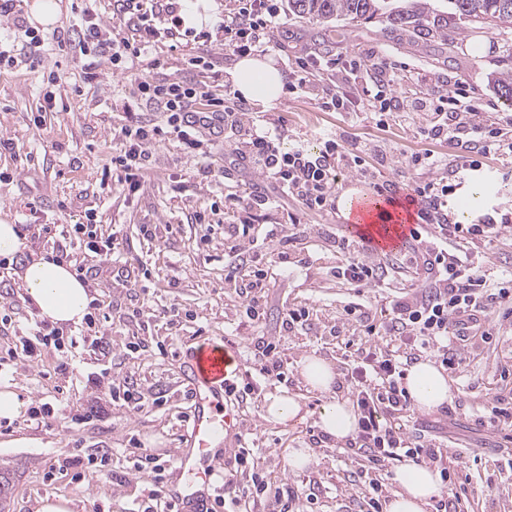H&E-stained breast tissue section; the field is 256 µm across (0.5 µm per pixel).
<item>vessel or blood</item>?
Segmentation results:
<instances>
[{
  "instance_id": "b4317fda",
  "label": "vessel or blood",
  "mask_w": 512,
  "mask_h": 512,
  "mask_svg": "<svg viewBox=\"0 0 512 512\" xmlns=\"http://www.w3.org/2000/svg\"><path fill=\"white\" fill-rule=\"evenodd\" d=\"M343 205L350 214L345 234L365 239L371 256L403 247L418 228L413 206L369 188L345 198ZM239 358L235 345L215 336L203 337L183 355L193 413L186 449L177 459L181 479L166 485L178 512H204L212 504L213 478L240 446L239 411L226 394L227 384L239 375Z\"/></svg>"
}]
</instances>
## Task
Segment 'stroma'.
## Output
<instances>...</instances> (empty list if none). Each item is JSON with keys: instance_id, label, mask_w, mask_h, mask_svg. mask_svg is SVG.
<instances>
[{"instance_id": "1", "label": "stroma", "mask_w": 512, "mask_h": 512, "mask_svg": "<svg viewBox=\"0 0 512 512\" xmlns=\"http://www.w3.org/2000/svg\"><path fill=\"white\" fill-rule=\"evenodd\" d=\"M58 2L57 23L35 29L43 43L53 42L60 31L77 29L88 18L103 26L113 23L112 0ZM427 4L432 20L447 22L452 31L465 27V38L443 42L385 22L319 24L285 15L274 28L264 55L287 73L298 51L328 53L343 66L362 55L378 53L393 66L414 68L429 93L438 92L443 81L451 78L465 82L482 105L483 120L496 123L503 132L512 131V110L503 107L488 79L512 44V34L478 24L462 25L448 0H427ZM229 6V0H185L189 34L171 36L162 31L137 59L136 70L198 84L212 97L223 98L225 77L236 61L219 48L223 34L218 26ZM197 56L211 58L213 69L191 67V59ZM86 62L74 42L53 51L33 68L0 65V138L14 144L12 150L0 153V172L8 175L0 181V217L21 228L25 248L15 256L20 269L52 251L51 241L40 232L41 225L76 224L92 211L104 231L123 234L124 260L98 265L83 248L75 249L73 258L96 267L97 284L91 293L106 305L101 326L113 338L115 375H133L142 393H163L167 402L145 406L132 415L113 405L108 395L87 382L99 365L96 354L86 347L75 351L73 383L62 396L57 393L61 380L54 372L56 356L7 360L0 367V378L12 381L31 405L50 404L55 415L49 426L0 420V470L12 476L10 512H36L39 500L47 496L72 500L73 512H141L148 486L132 474L123 449L135 439L142 447L159 449L163 460L174 461L188 430L181 414L190 405L176 351L193 343L200 332L238 345L242 378L254 385L258 398L241 410L243 430L256 438L260 446L257 462L271 480L295 488L294 512H357L374 482L381 483L386 494H393V466L373 467L352 454L344 442L327 438L319 445L311 443L309 430L317 425L324 397L306 388L296 364L307 354L331 361L336 372L335 394L351 398L345 377L360 362L358 345L365 342L382 352L395 351L398 346L387 336H367V325L388 318L393 296L419 289L420 277L400 263L392 287L347 284L338 276L341 255L335 244L342 214L333 209L305 212L294 197L281 196L271 207L254 211L253 224L286 225L297 214L305 231L286 248L288 271L275 276L262 323L249 324L239 308L240 285L253 267L268 266L280 247L267 242L236 280H225L224 227L238 223L239 215L225 208L224 196L266 193L270 184L236 160L237 140L222 138L194 157L184 155L173 139L153 146L150 175L137 191L102 183L104 169L120 147V130L129 122L125 111L114 106L113 96L132 94L135 86L127 73L107 62L100 64L95 81H87ZM48 90L56 95L57 109L38 114ZM249 123L260 133L281 131L279 147L284 151L301 141L312 152H319V135L325 131L349 142L372 140L388 155L385 166L374 173L379 183L404 182L406 176L398 162L401 153L425 149L407 128L393 124L381 130L373 120L354 123L347 114L321 109L312 92L286 94L283 103L272 109L250 106ZM478 162L480 171L454 186L448 197L449 210L467 212L473 224L512 215V154H486ZM486 179L493 184V192L477 207H470L474 183ZM198 211L209 217V224L194 223ZM144 225L151 228V236L141 233ZM460 247L482 266L490 282L512 274V234L500 233L490 243H448L449 251ZM146 288L153 291V300H144ZM350 306L360 308L361 321L344 322V310ZM0 308L12 319L0 329V350H6L28 336L39 319L35 307L24 299L21 276L0 285ZM290 308L305 309L309 316L283 337L281 320ZM491 319L495 327L491 341L448 374L453 399L429 413L414 408L408 413L412 435L448 446L444 464L451 478L447 491L452 494L459 486L467 487L464 512H512V426L491 421L495 399L512 398V317L495 313ZM134 333L143 336L148 349L130 355L123 339ZM263 334L281 338L287 383L264 378L250 356L252 340ZM159 343L171 344L173 354H154ZM282 389L298 396L308 409L305 419L289 427L267 423L261 417L263 400ZM90 406L102 407L103 415L72 422L75 410ZM77 445L89 453L113 449L112 478L100 484L88 479L76 482L67 476L45 481L49 459L68 455ZM288 448L311 449L312 467L298 473L285 469L283 453Z\"/></svg>"}]
</instances>
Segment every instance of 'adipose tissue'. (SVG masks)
<instances>
[{
	"instance_id": "adipose-tissue-1",
	"label": "adipose tissue",
	"mask_w": 512,
	"mask_h": 512,
	"mask_svg": "<svg viewBox=\"0 0 512 512\" xmlns=\"http://www.w3.org/2000/svg\"><path fill=\"white\" fill-rule=\"evenodd\" d=\"M234 90L246 99L269 108L283 94L286 75L270 62L245 57L236 62L229 73ZM24 292L39 316L57 325L81 323L89 312L91 296L71 266L57 262L45 254L32 260L22 274ZM415 406L429 412L451 398L447 376L432 362L412 365L404 380ZM319 426L330 437L343 441L358 428V416L347 401L334 399L325 403L319 413ZM396 490L386 512H428L443 485L438 470L405 462L393 476Z\"/></svg>"
}]
</instances>
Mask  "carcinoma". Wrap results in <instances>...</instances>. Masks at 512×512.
Wrapping results in <instances>:
<instances>
[{"label": "carcinoma", "instance_id": "cac0c4a2", "mask_svg": "<svg viewBox=\"0 0 512 512\" xmlns=\"http://www.w3.org/2000/svg\"><path fill=\"white\" fill-rule=\"evenodd\" d=\"M389 0H288L291 14L300 19L327 23L383 18L390 25L418 32L431 31L429 8L423 0H401L402 5L387 8ZM454 14L469 22L499 32H512V0H449ZM500 98L512 106V64L491 73Z\"/></svg>", "mask_w": 512, "mask_h": 512}]
</instances>
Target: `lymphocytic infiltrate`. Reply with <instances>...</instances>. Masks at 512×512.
<instances>
[{
	"label": "lymphocytic infiltrate",
	"mask_w": 512,
	"mask_h": 512,
	"mask_svg": "<svg viewBox=\"0 0 512 512\" xmlns=\"http://www.w3.org/2000/svg\"><path fill=\"white\" fill-rule=\"evenodd\" d=\"M233 2V8L225 12L219 25L224 34L225 51L238 54L267 47L269 33L282 14L283 0ZM113 10L124 26L137 32V45H130L117 29L90 21L79 32L66 31L57 37L58 46L76 41L83 51L89 52L91 60L84 71L87 80L98 77L96 58H108L113 66L122 69L128 60L140 57L155 42L160 31L148 20V12L159 13L174 31L184 23L181 0H113ZM336 65V60L324 57H299L294 61L299 87L326 78L327 83L319 95L324 109L352 116L371 112L382 126L391 121L409 124L414 127L417 138L428 143L466 140L484 154L512 152V142L504 141L502 132L475 122L480 105L464 82L450 84L448 89L434 96L421 89L411 69L391 68L386 61L372 55L355 64L362 75L361 92L355 97L348 89L349 78L329 79L328 74L335 71ZM135 83L141 103L152 111L165 113L166 125L152 127L135 120L122 127L123 146L113 154L112 166L105 174L131 190L139 189L148 173L150 145L172 136L179 141L184 153L192 155L202 150L206 132L197 126L194 112L197 104L209 96L205 87L166 77L142 75L136 77ZM245 137L240 159L279 183L285 193L295 197L307 210L332 205L335 168L363 166L365 156L373 152L368 143L346 144L335 139L325 140L316 154L304 143L283 151L270 135L256 133ZM400 163L404 173L416 177L411 190L421 205L420 220L437 229L439 237L430 240L424 233H416L408 251L411 265L423 273L424 288L395 298L391 317L367 328L371 336L398 338L411 346V353L398 360L366 352L361 366L352 374L351 387L358 410V435L353 450L363 454L369 463L381 467L395 460L438 464L443 459L440 446L420 443L387 422V414H403L410 408V397L400 385L404 362L413 361L415 353L434 350L448 341L453 350L441 354L440 359L448 369H456L466 360L476 340H489L487 315L490 309L512 313V279L501 282L496 292H489L485 275L469 266L466 256L448 250L452 239L493 241L497 236L496 225L449 222L451 186L446 177L440 176L444 162L433 151L402 155ZM224 203L243 215L240 223L224 227V272L226 279L232 280L245 262L244 246L258 244L248 215L252 210L266 207L269 199L228 194ZM61 234L84 243L102 263L111 262L113 254L119 253L122 247L117 234H103L90 213L82 223L63 226ZM336 247L344 257L340 274L348 284L361 287L389 279L394 268L390 258L383 256L377 261H368L363 246L350 244L346 239L338 240ZM76 343L75 336L66 335L62 329L43 321L36 323L31 336L21 341L19 352L30 358L38 357L51 350L61 352L75 347ZM132 454L135 468L152 478L149 504L143 512H177L175 504L163 493L166 462L140 447L133 448ZM291 496L290 487L268 482L264 472L255 465L251 449L244 448L232 462L231 477L225 481L209 512H264L271 506H287Z\"/></svg>",
	"instance_id": "lymphocytic-infiltrate-1"
}]
</instances>
